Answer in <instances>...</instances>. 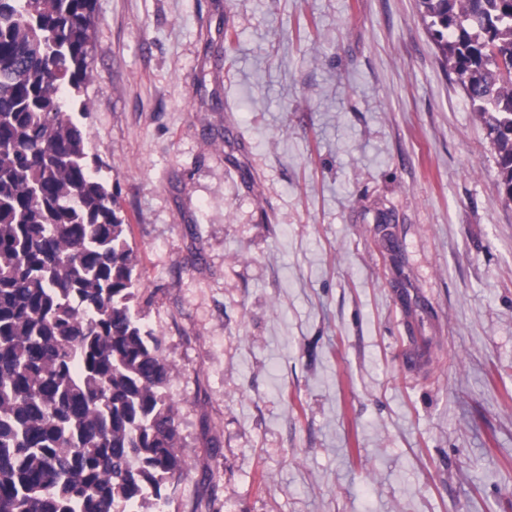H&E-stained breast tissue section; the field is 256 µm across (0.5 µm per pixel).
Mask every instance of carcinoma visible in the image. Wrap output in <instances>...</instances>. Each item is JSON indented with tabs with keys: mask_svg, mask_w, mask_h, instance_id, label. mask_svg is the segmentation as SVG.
Returning <instances> with one entry per match:
<instances>
[{
	"mask_svg": "<svg viewBox=\"0 0 512 512\" xmlns=\"http://www.w3.org/2000/svg\"><path fill=\"white\" fill-rule=\"evenodd\" d=\"M512 201V0H420ZM94 0H0V512H156L181 480L173 367L89 163Z\"/></svg>",
	"mask_w": 512,
	"mask_h": 512,
	"instance_id": "cac0c4a2",
	"label": "carcinoma"
}]
</instances>
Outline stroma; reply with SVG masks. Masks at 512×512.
<instances>
[{
    "label": "stroma",
    "instance_id": "stroma-1",
    "mask_svg": "<svg viewBox=\"0 0 512 512\" xmlns=\"http://www.w3.org/2000/svg\"><path fill=\"white\" fill-rule=\"evenodd\" d=\"M94 8L81 124L175 369L166 512H512V201L419 0Z\"/></svg>",
    "mask_w": 512,
    "mask_h": 512
}]
</instances>
